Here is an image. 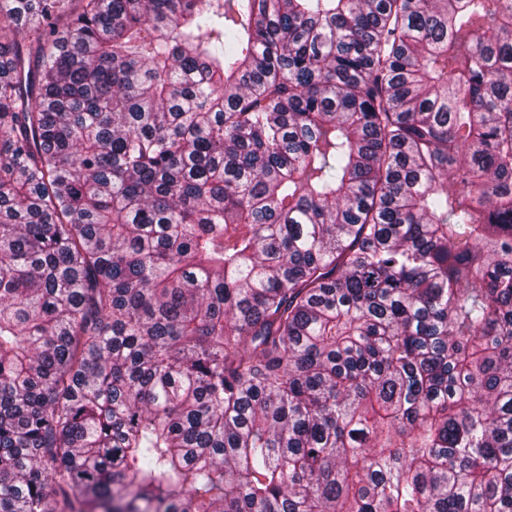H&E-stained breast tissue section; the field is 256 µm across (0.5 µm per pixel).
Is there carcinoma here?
I'll list each match as a JSON object with an SVG mask.
<instances>
[{"mask_svg":"<svg viewBox=\"0 0 512 512\" xmlns=\"http://www.w3.org/2000/svg\"><path fill=\"white\" fill-rule=\"evenodd\" d=\"M0 512H512V0H0Z\"/></svg>","mask_w":512,"mask_h":512,"instance_id":"obj_1","label":"carcinoma"}]
</instances>
